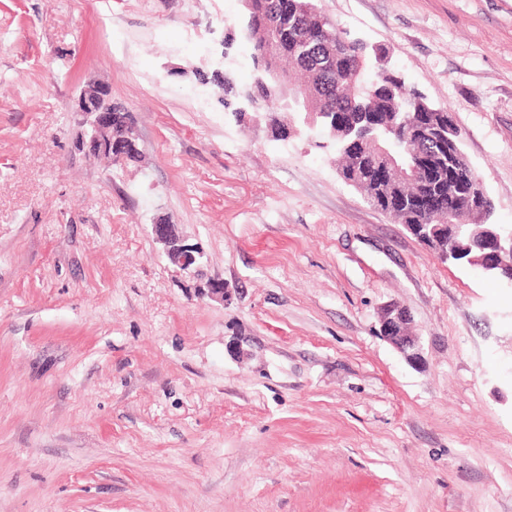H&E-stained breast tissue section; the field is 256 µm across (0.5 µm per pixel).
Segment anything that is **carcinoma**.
<instances>
[{
    "instance_id": "obj_1",
    "label": "carcinoma",
    "mask_w": 512,
    "mask_h": 512,
    "mask_svg": "<svg viewBox=\"0 0 512 512\" xmlns=\"http://www.w3.org/2000/svg\"><path fill=\"white\" fill-rule=\"evenodd\" d=\"M243 38L250 49L253 83L238 88L229 72L207 74L193 71L204 85L224 90L220 103L239 122L278 123L286 111L280 104L289 72L301 76L295 88L310 101L316 113V128L332 137L338 147V170L374 208L398 223L446 224L459 220L464 212L457 198L448 196V170L432 178L419 167L422 157L448 158L443 140L413 141L396 146L394 128L400 127L402 113L409 112L412 124H439L448 111L430 105L418 90L406 85L394 71H383L372 81L365 79L362 66L364 46L352 43L320 10L316 0H253V12L242 21ZM115 124L133 132L132 113L112 104ZM360 136L365 149L344 148V136ZM404 155L403 171L392 185L381 190L374 184L379 172L375 146Z\"/></svg>"
}]
</instances>
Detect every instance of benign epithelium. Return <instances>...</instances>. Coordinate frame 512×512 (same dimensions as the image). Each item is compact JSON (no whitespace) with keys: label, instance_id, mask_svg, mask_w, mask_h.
Here are the masks:
<instances>
[{"label":"benign epithelium","instance_id":"benign-epithelium-1","mask_svg":"<svg viewBox=\"0 0 512 512\" xmlns=\"http://www.w3.org/2000/svg\"><path fill=\"white\" fill-rule=\"evenodd\" d=\"M108 100L110 93L103 85L91 84L81 90L76 112L82 117L86 132L78 142V148L92 157L116 154L122 158L130 140L112 132V107L104 105ZM462 162L471 174V182L465 186L468 230H463L460 224H420L416 238L446 260L464 258L512 285V233L488 223L493 202L469 161L464 158ZM151 233L181 270L196 271L200 251L182 243L174 232V225L153 224ZM379 322L380 334L388 342L409 362H421L418 337L411 331V316L405 308L397 304L386 306Z\"/></svg>","mask_w":512,"mask_h":512}]
</instances>
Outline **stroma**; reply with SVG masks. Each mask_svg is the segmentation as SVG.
Returning a JSON list of instances; mask_svg holds the SVG:
<instances>
[{"label": "stroma", "instance_id": "obj_1", "mask_svg": "<svg viewBox=\"0 0 512 512\" xmlns=\"http://www.w3.org/2000/svg\"><path fill=\"white\" fill-rule=\"evenodd\" d=\"M319 6L450 112L511 229L512 0ZM242 14L0 0V512H512V287L370 206L321 132L237 123L190 77ZM97 83L139 162L77 150ZM151 233L154 239L164 246L174 264L187 273L196 272L201 253L197 247L180 241L174 232V225L151 224ZM380 334L413 364L421 362L418 337L411 331V316L397 305L386 306L380 315Z\"/></svg>", "mask_w": 512, "mask_h": 512}]
</instances>
